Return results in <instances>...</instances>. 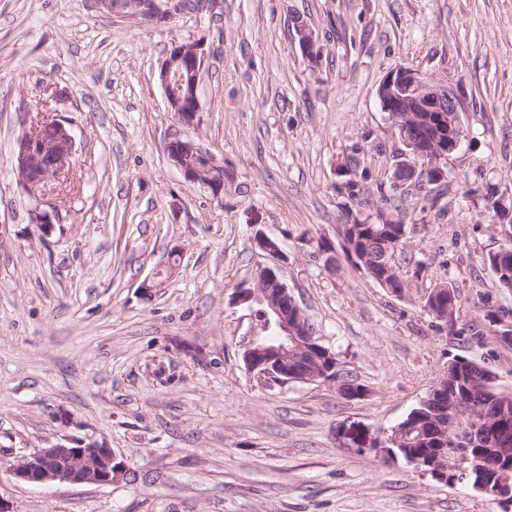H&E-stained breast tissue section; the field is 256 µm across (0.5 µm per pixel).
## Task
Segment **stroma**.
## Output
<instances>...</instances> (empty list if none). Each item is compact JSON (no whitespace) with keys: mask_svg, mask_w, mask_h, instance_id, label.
<instances>
[{"mask_svg":"<svg viewBox=\"0 0 512 512\" xmlns=\"http://www.w3.org/2000/svg\"><path fill=\"white\" fill-rule=\"evenodd\" d=\"M301 19L320 53L308 60ZM207 53L197 126L167 108L173 43ZM400 67L451 89L463 136L437 201L400 193L405 147L377 96ZM67 90L66 99L51 97ZM47 107L72 131L71 190L30 196L18 137ZM191 137L224 163V192L187 183L166 142ZM512 0H208L167 26L110 17L93 0H0V502L10 512H512L466 484L353 448L417 406L449 357L512 390V291L488 256L512 241ZM49 213L47 227L34 210ZM404 221L390 293L342 251L346 224ZM360 399L335 385L257 383L252 326L232 297L263 257ZM171 267L167 287L156 272ZM459 297L433 326L440 282ZM70 437L111 448L112 485L15 481L10 464ZM437 288H440L442 290L440 291H437ZM447 290V291H445ZM450 291V292H449ZM443 295L444 296V303L448 304V301H452L454 300L452 306L454 307V309L456 310L457 306H458V296L456 294V291L455 289L452 287V286H449L448 283H440L438 285H435L434 288H432L429 292V294L427 295V298H426V301H425V304H424V310L428 309L427 308L433 298L435 297L436 298V303H437V308L434 309V305H430V311H427L428 312V315H431L433 319L439 321V322H445V323H452V320L453 318H450L448 320V318L446 320H442L440 319L441 317V305L442 303L440 302V296ZM453 309L452 311V316H454V313H455V310Z\"/></svg>","mask_w":512,"mask_h":512,"instance_id":"stroma-1","label":"stroma"}]
</instances>
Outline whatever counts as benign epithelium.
<instances>
[{
	"instance_id": "obj_1",
	"label": "benign epithelium",
	"mask_w": 512,
	"mask_h": 512,
	"mask_svg": "<svg viewBox=\"0 0 512 512\" xmlns=\"http://www.w3.org/2000/svg\"><path fill=\"white\" fill-rule=\"evenodd\" d=\"M300 49L308 59L317 56L316 40L311 29L295 21ZM206 52L201 42L176 44L163 61L160 80L164 88L168 107L178 110L177 116L187 127L198 125L200 102L198 97L199 76L204 67ZM186 70L193 84L192 108L181 112L183 101L170 97L171 73L174 65ZM383 109L392 115L396 112H410L413 119L426 131V139L411 145L409 160L400 165L403 176L400 181L407 184L425 178L438 183L445 178L441 166L448 154L455 151L461 141L458 101L455 94L441 86L424 80L413 69L401 67L389 72L377 89ZM54 134L48 138L38 135L39 128L30 130L18 138L22 149L15 168L20 181L29 191L55 181L73 164L76 152L75 138L71 130L59 120L52 124ZM190 149L203 158L204 163L194 166H178L185 180L193 185H210L218 196L224 191V179L215 180L210 170L221 166V162L194 141L174 138L165 145L167 156L174 158ZM254 246L266 256L267 262L258 265L265 279L248 288L236 291L235 302L257 301L265 308L264 329H275L278 340L266 343L261 328L252 326L242 344V358L247 371L265 385H286L298 380L297 365L307 356L319 351L314 336L306 324L307 315L279 275L281 267L288 263V253L279 244L264 234H257ZM442 429L454 432L457 447L455 458L459 463L470 461L472 444L463 432V425L456 417L447 416ZM395 438L386 436H364L357 440L356 447L369 449L388 458L395 455L392 445ZM125 464L115 462L112 449L97 442L84 439L66 438L49 447L37 448L22 456L10 467L13 478L24 483H67L107 486L120 473ZM417 467L431 474L440 482L458 480L461 468L448 469L435 458L417 462Z\"/></svg>"
}]
</instances>
